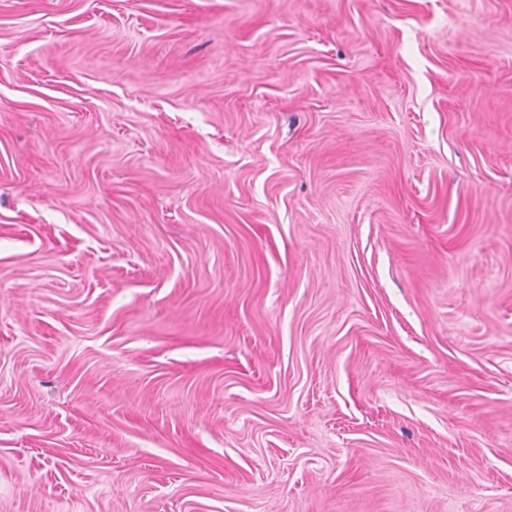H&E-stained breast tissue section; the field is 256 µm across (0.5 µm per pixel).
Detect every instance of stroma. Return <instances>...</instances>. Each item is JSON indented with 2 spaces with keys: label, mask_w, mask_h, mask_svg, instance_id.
<instances>
[{
  "label": "stroma",
  "mask_w": 512,
  "mask_h": 512,
  "mask_svg": "<svg viewBox=\"0 0 512 512\" xmlns=\"http://www.w3.org/2000/svg\"><path fill=\"white\" fill-rule=\"evenodd\" d=\"M0 512H512V0H0Z\"/></svg>",
  "instance_id": "35a3bbf8"
}]
</instances>
